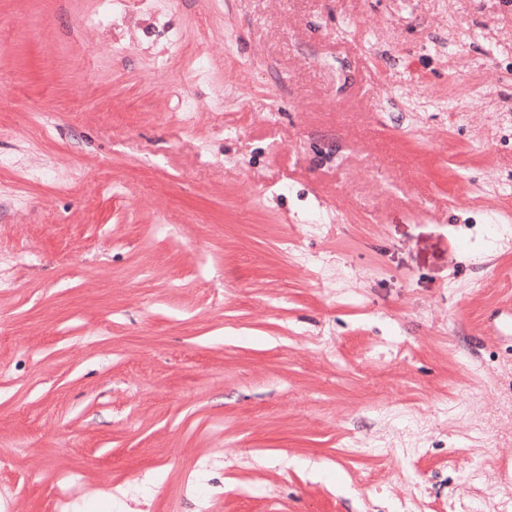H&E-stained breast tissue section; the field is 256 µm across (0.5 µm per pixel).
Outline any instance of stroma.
<instances>
[{"instance_id":"stroma-1","label":"stroma","mask_w":512,"mask_h":512,"mask_svg":"<svg viewBox=\"0 0 512 512\" xmlns=\"http://www.w3.org/2000/svg\"><path fill=\"white\" fill-rule=\"evenodd\" d=\"M509 208L512 0H0V512H512Z\"/></svg>"}]
</instances>
